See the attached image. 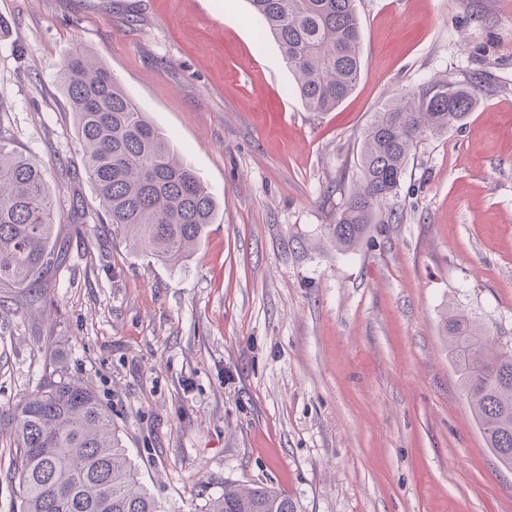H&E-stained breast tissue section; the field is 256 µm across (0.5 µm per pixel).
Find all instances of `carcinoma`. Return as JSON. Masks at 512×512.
Segmentation results:
<instances>
[{
  "label": "carcinoma",
  "mask_w": 512,
  "mask_h": 512,
  "mask_svg": "<svg viewBox=\"0 0 512 512\" xmlns=\"http://www.w3.org/2000/svg\"><path fill=\"white\" fill-rule=\"evenodd\" d=\"M276 38L302 105L330 112L364 67L355 0H249ZM58 82L76 119L84 166L108 223L154 258L176 265L201 245L218 204L106 65L77 46ZM477 89L446 78L387 102L360 137L358 179L328 225L340 250L355 247L396 195L426 133L464 121ZM57 205L41 167L0 137V288L42 287L59 263ZM448 354L487 448L512 467V345L472 316L446 323ZM14 445L21 512H161L140 483L112 417L85 380L64 374L0 411ZM205 512H295L281 491L226 482Z\"/></svg>",
  "instance_id": "cac0c4a2"
}]
</instances>
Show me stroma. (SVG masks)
<instances>
[{
	"instance_id": "35a3bbf8",
	"label": "stroma",
	"mask_w": 512,
	"mask_h": 512,
	"mask_svg": "<svg viewBox=\"0 0 512 512\" xmlns=\"http://www.w3.org/2000/svg\"><path fill=\"white\" fill-rule=\"evenodd\" d=\"M363 73L307 111L248 0H0V136L57 197L63 259L0 288V410L55 369L90 382L165 512L228 481L296 512H512L448 355L452 308L512 344V0H355ZM96 54L219 203L171 265L114 233L58 68ZM439 76L478 89L423 135L352 251L327 227L388 100Z\"/></svg>"
}]
</instances>
